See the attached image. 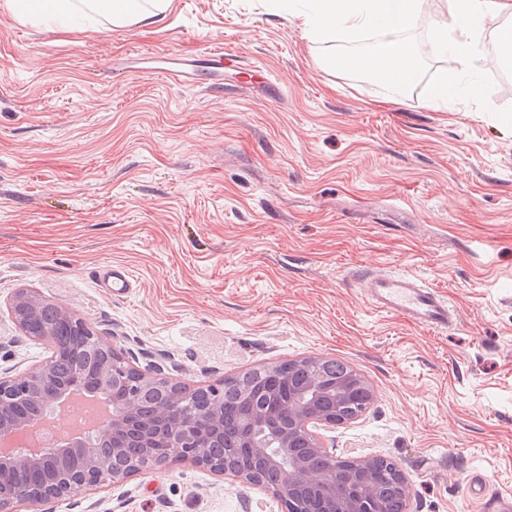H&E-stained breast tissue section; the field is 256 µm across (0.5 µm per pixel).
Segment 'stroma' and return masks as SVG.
<instances>
[{"instance_id": "1", "label": "stroma", "mask_w": 512, "mask_h": 512, "mask_svg": "<svg viewBox=\"0 0 512 512\" xmlns=\"http://www.w3.org/2000/svg\"><path fill=\"white\" fill-rule=\"evenodd\" d=\"M404 102L327 58L275 0H172L161 26L49 34L0 9V369L51 354L14 324L20 288L68 306L139 367L203 386L254 367L338 358L376 401L315 428L339 456L397 463L407 512H484L512 494V63L486 20L483 96L426 104L462 68L429 31ZM221 44L218 89L171 81L168 57ZM126 268L116 295L96 270ZM412 273L456 314L433 332L367 302L368 272ZM282 512L270 493L187 462L39 512Z\"/></svg>"}]
</instances>
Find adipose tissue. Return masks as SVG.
<instances>
[{
  "instance_id": "adipose-tissue-1",
  "label": "adipose tissue",
  "mask_w": 512,
  "mask_h": 512,
  "mask_svg": "<svg viewBox=\"0 0 512 512\" xmlns=\"http://www.w3.org/2000/svg\"><path fill=\"white\" fill-rule=\"evenodd\" d=\"M172 0H5L15 18L50 29L92 25L107 18L112 25L152 26L165 21ZM425 0H309L293 11L304 37L312 43L348 41L364 31L377 34L370 53L348 54L341 68L363 71L386 86L389 100L401 103L417 83L420 54L408 34L422 13ZM512 17V0H448V15L430 31L437 53L458 57L466 65L465 78L441 80L430 92L429 104L470 102L482 95L479 74L485 57L481 32L486 18Z\"/></svg>"
}]
</instances>
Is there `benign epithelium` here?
Masks as SVG:
<instances>
[{
	"mask_svg": "<svg viewBox=\"0 0 512 512\" xmlns=\"http://www.w3.org/2000/svg\"><path fill=\"white\" fill-rule=\"evenodd\" d=\"M9 308L25 335L51 345L55 323L66 322L73 325L78 334L90 336L92 350L106 355L107 359L91 373L82 365L75 367L64 381L58 380L50 358L20 378L0 375V402L6 398L20 402L37 401L43 411L62 414L79 394H107L110 388L128 382L134 384L135 392L112 403V413L99 423L91 442L73 437L66 442H57L49 452L39 446L10 457L0 456V489H13L10 497L0 498V512H20L21 506H37L49 501L50 494L35 499L18 485L19 476L32 469L75 465L77 495L107 481L115 483L125 478L128 472L114 467L113 459L103 455L102 449L110 448L115 454L132 443L149 447L147 438L137 429L140 420L138 396L141 391L154 388L160 389L161 404L154 410L153 418L167 429L168 438L174 442L173 459L187 460L219 476L231 475L245 485L259 487L293 505V512H309L306 504L298 499L304 490L319 491V512H382L376 505L379 459L340 456L338 460L343 465L332 471L314 465V458L325 454V450L309 426L346 422L343 409L351 403L356 387L350 380L331 382L319 367L321 360L303 359L312 372L304 383L290 389L288 404L291 409L286 420L281 419L272 402L256 403L252 389L241 392L244 407L239 445L275 475V479L266 482L234 465H218L212 456L217 438L224 432V382L190 387L160 377L150 368L134 366L114 347L103 343L101 336L69 307L50 303L32 289H18ZM198 391L206 394L209 404L194 413L181 410ZM34 421L33 416H19L9 421L0 417V436L29 428Z\"/></svg>",
	"mask_w": 512,
	"mask_h": 512,
	"instance_id": "benign-epithelium-1",
	"label": "benign epithelium"
}]
</instances>
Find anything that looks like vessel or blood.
<instances>
[{
	"mask_svg": "<svg viewBox=\"0 0 512 512\" xmlns=\"http://www.w3.org/2000/svg\"><path fill=\"white\" fill-rule=\"evenodd\" d=\"M98 283L120 291L130 288L132 279L125 268L107 267L100 271ZM368 291V300L374 309L400 314L419 326L440 330L447 328L451 319L447 302L416 276L379 272L372 275Z\"/></svg>",
	"mask_w": 512,
	"mask_h": 512,
	"instance_id": "b4317fda",
	"label": "vessel or blood"
}]
</instances>
